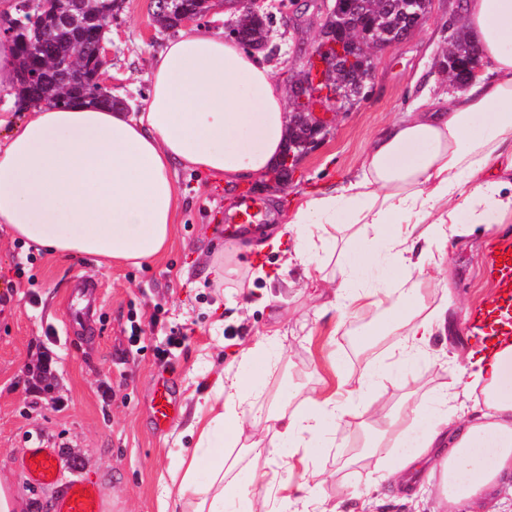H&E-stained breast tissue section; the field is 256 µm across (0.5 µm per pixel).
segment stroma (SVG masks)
<instances>
[{
  "label": "stroma",
  "instance_id": "obj_1",
  "mask_svg": "<svg viewBox=\"0 0 512 512\" xmlns=\"http://www.w3.org/2000/svg\"><path fill=\"white\" fill-rule=\"evenodd\" d=\"M119 2L108 34L111 93L136 112L150 92L151 60L175 32L155 24L150 0ZM270 2L273 51L263 60L286 87L318 43L323 2ZM458 3L433 0L425 23L378 55L366 97L337 116L329 137L299 159L283 187L262 181L228 185L178 170L175 239L167 253L142 266L101 265L93 256L54 259L12 241L0 224V486L20 512H53L54 488L36 485L23 473L25 453L36 445L55 450L60 480L79 477L97 484L102 512H160L164 477L195 446L186 430L193 412L208 407L219 378L237 371L241 354L270 327L280 330L274 346L279 361L263 378L265 393L256 405L261 413L337 391L343 371L338 363L355 372L368 362L388 364L393 337L364 350L355 344L356 327L318 318L321 301L313 288L302 287L298 268L281 269L292 243L257 256L246 246L225 243L218 230L246 199L261 205L262 223L280 227L304 195L353 179L369 144L389 123L435 101L452 104L456 93L435 64L447 46L449 21L459 17ZM491 249L477 236L450 248L453 326L415 364L410 385L383 374L371 399L391 406L410 389L414 402L424 405L460 376L453 354L470 340L466 320L495 288L485 270ZM219 250L232 269L220 282L204 275L205 261ZM87 281L101 285L98 304L89 320L68 326L64 302ZM135 325L143 331L137 343L129 340ZM179 331L185 341L168 360H157L155 347ZM45 353L53 364L42 380L37 366ZM165 382L175 389L178 412L168 427L156 430L152 399ZM363 435L356 423L341 422L337 448L305 463L283 458L254 494L281 497L282 478L296 483L318 471L322 494L332 502L344 500L350 512H445L426 468L415 481L414 499L385 489L364 498L368 471L350 461Z\"/></svg>",
  "mask_w": 512,
  "mask_h": 512
}]
</instances>
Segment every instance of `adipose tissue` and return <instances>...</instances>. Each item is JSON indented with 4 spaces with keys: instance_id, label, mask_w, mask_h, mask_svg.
<instances>
[{
    "instance_id": "ef3b65f1",
    "label": "adipose tissue",
    "mask_w": 512,
    "mask_h": 512,
    "mask_svg": "<svg viewBox=\"0 0 512 512\" xmlns=\"http://www.w3.org/2000/svg\"><path fill=\"white\" fill-rule=\"evenodd\" d=\"M468 31L490 65L441 104L389 124L371 143L360 173L338 192L305 196L270 238L294 237L292 256L310 284H325L322 319L359 305L372 312L367 339L396 337L392 369L406 372L445 333L451 288L427 289L449 247L473 234L498 240L512 231V0H466ZM151 93L140 111L82 101L65 109L32 105L24 120L0 115V224L12 239L58 256L94 255L132 266L163 253L175 234L177 167L233 183L267 176L288 134L286 93L261 57L223 33L190 28L152 60ZM368 224L376 248L350 239L337 248V224ZM336 272H329V264ZM275 334L241 356L221 379L207 412L188 425L197 443L169 473L166 489L193 487L182 512H340L318 485L301 481L271 507L251 488L267 472L235 473L221 443H237L245 425L260 439L254 457L275 463L283 448L304 459L336 447V424L366 420L365 398L380 372L348 374L340 395L307 397L292 412L260 415L262 371L274 362ZM470 403L459 407V395ZM391 447L395 461L376 483L432 461L451 504L474 500L512 480V335L469 351L457 386L435 394L426 418L403 399L370 428L360 458Z\"/></svg>"
}]
</instances>
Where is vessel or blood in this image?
Returning <instances> with one entry per match:
<instances>
[{
  "label": "vessel or blood",
  "instance_id": "obj_1",
  "mask_svg": "<svg viewBox=\"0 0 512 512\" xmlns=\"http://www.w3.org/2000/svg\"><path fill=\"white\" fill-rule=\"evenodd\" d=\"M258 216L259 212L256 205L250 201L245 202L242 209L237 213L234 223L225 225V241H232L247 229L252 228L258 220ZM488 263L493 273L497 275V284L503 300L512 303L511 237L504 238L498 244L496 254L490 255ZM96 288V283L91 281L77 288V302L68 305L69 319H80L86 309L94 306ZM175 407L176 399L173 389L166 385L158 388L153 399V425L159 428L169 423ZM26 475L37 484L57 486L54 512H99V496L94 483L83 478L72 479L64 483L60 482L55 466L54 451L41 447L29 449Z\"/></svg>",
  "mask_w": 512,
  "mask_h": 512
}]
</instances>
